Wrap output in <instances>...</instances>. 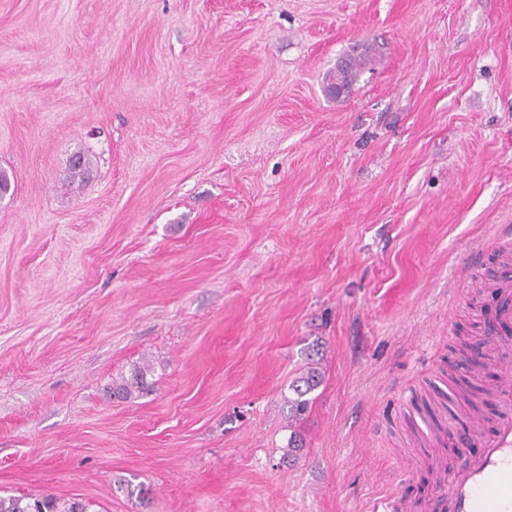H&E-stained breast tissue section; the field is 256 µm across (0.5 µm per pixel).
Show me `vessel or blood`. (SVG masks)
I'll return each mask as SVG.
<instances>
[{"instance_id": "obj_1", "label": "vessel or blood", "mask_w": 512, "mask_h": 512, "mask_svg": "<svg viewBox=\"0 0 512 512\" xmlns=\"http://www.w3.org/2000/svg\"><path fill=\"white\" fill-rule=\"evenodd\" d=\"M490 350L497 368L490 390L496 425L439 490L440 512H512V346L494 343Z\"/></svg>"}]
</instances>
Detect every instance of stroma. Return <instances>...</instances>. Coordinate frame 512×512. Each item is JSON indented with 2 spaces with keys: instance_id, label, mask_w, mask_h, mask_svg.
I'll return each instance as SVG.
<instances>
[{
  "instance_id": "1",
  "label": "stroma",
  "mask_w": 512,
  "mask_h": 512,
  "mask_svg": "<svg viewBox=\"0 0 512 512\" xmlns=\"http://www.w3.org/2000/svg\"><path fill=\"white\" fill-rule=\"evenodd\" d=\"M0 172V493L431 512L434 392L496 379L512 0H0ZM349 63L340 65L336 68V73H334L329 78V83L327 84L328 92L336 96L333 93L332 88L336 90V88L350 89L353 83L357 80L360 72L365 68V66L371 62L370 56L364 57H349L345 59ZM346 91V92H347ZM339 96H336L338 98ZM148 375H151V365L143 363L135 365L128 376L121 375L118 378H113L110 387L112 397L130 400L147 394L153 384L148 380ZM320 383V373L313 367H310L305 374L293 381L291 390L294 398H289L288 403L291 404V410L294 411L295 415H301L306 411L310 401L306 396L313 392Z\"/></svg>"
}]
</instances>
